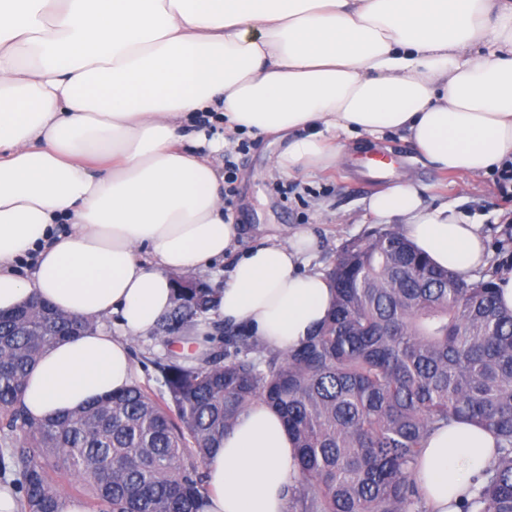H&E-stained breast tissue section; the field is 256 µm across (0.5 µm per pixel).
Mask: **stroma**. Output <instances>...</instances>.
<instances>
[{
    "label": "stroma",
    "mask_w": 512,
    "mask_h": 512,
    "mask_svg": "<svg viewBox=\"0 0 512 512\" xmlns=\"http://www.w3.org/2000/svg\"><path fill=\"white\" fill-rule=\"evenodd\" d=\"M208 136H224L235 146L232 159L237 180L230 215L240 224L239 251H246L266 238L288 237L299 228L311 230L317 248L304 256L305 271L327 272L337 251L347 242L375 228L376 220L365 209L364 201L380 192L371 172L350 155L336 165L314 167L294 174L277 169L278 145L270 137L242 133H220L208 127ZM246 151H238L239 143ZM372 153L394 155L391 178L410 174L423 188V200L434 207L449 203L469 222L481 225L493 264L512 263V188L503 189L496 172L473 178L446 173L426 163L412 143L399 132L386 133L383 141L372 144ZM165 337L149 331L134 338L131 353L136 367L134 383L155 399L165 398L159 363L175 353Z\"/></svg>",
    "instance_id": "1"
}]
</instances>
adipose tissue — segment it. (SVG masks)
Here are the masks:
<instances>
[{"label":"adipose tissue","mask_w":512,"mask_h":512,"mask_svg":"<svg viewBox=\"0 0 512 512\" xmlns=\"http://www.w3.org/2000/svg\"><path fill=\"white\" fill-rule=\"evenodd\" d=\"M203 113L273 137L288 172L398 131L437 169L480 177L512 161V0H0V313L37 296L89 325L39 355L30 417L130 387L128 338L172 309L173 276L234 251L225 140L187 132ZM366 209L439 268L489 265L480 225L425 206L410 176ZM315 246L298 229L238 256L211 320L282 351L306 340L334 300L300 269ZM112 316L122 335L97 329ZM496 448L468 422L433 430L416 471L429 512H458ZM204 471V512H288L297 450L256 401Z\"/></svg>","instance_id":"ef3b65f1"}]
</instances>
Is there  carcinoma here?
Here are the masks:
<instances>
[{
	"instance_id": "obj_1",
	"label": "carcinoma",
	"mask_w": 512,
	"mask_h": 512,
	"mask_svg": "<svg viewBox=\"0 0 512 512\" xmlns=\"http://www.w3.org/2000/svg\"><path fill=\"white\" fill-rule=\"evenodd\" d=\"M489 270L440 269L395 230L344 244L327 272L334 304L299 346L248 356L250 337L192 366H162L169 400L138 386L42 421L21 407L48 346L88 325L32 299L0 315V475L21 512H61L63 484L91 512H201L200 466L256 400L274 408L299 451L289 512H427L415 468L429 433L469 421L498 438L493 463L459 512H512V312ZM158 331L171 344L205 316L213 290L183 276Z\"/></svg>"
}]
</instances>
